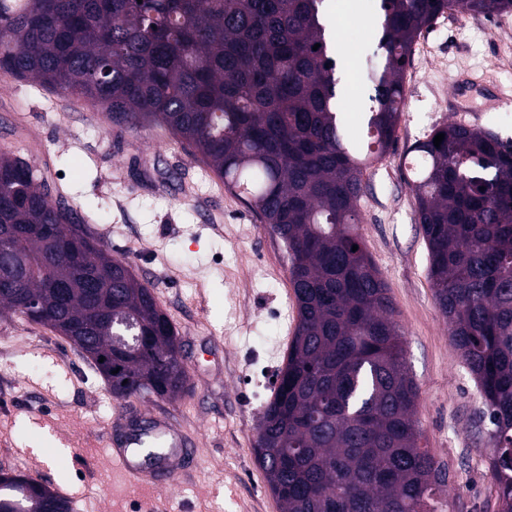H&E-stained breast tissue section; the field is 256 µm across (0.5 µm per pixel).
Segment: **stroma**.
I'll list each match as a JSON object with an SVG mask.
<instances>
[{
  "mask_svg": "<svg viewBox=\"0 0 512 512\" xmlns=\"http://www.w3.org/2000/svg\"><path fill=\"white\" fill-rule=\"evenodd\" d=\"M332 55L360 74L377 48L378 0H346ZM512 12L438 17L405 73L397 140L367 170L360 202L366 251L388 285L404 361L419 387L416 420L446 479L440 512H501L491 424L475 380L435 302L428 253L406 178L409 150L437 125L465 122L512 142ZM484 79L455 112L454 82ZM362 78L341 109L358 127ZM71 94L0 77V150L26 159L112 256L145 278L178 331L190 393L143 400L177 409L196 445L187 473L154 491L119 484L105 431L118 412L103 380L65 338L0 312V469L67 490L77 512H280L255 460L263 406L294 335L287 260L258 214L225 188L185 141L155 126L112 123Z\"/></svg>",
  "mask_w": 512,
  "mask_h": 512,
  "instance_id": "stroma-1",
  "label": "stroma"
}]
</instances>
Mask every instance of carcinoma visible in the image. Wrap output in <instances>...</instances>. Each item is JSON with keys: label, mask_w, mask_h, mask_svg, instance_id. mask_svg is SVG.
I'll return each mask as SVG.
<instances>
[{"label": "carcinoma", "mask_w": 512, "mask_h": 512, "mask_svg": "<svg viewBox=\"0 0 512 512\" xmlns=\"http://www.w3.org/2000/svg\"><path fill=\"white\" fill-rule=\"evenodd\" d=\"M5 2L1 76L189 142L283 247L297 324L255 440L282 512H437L443 481L420 446L419 389L358 233L359 203L364 172L394 142L422 31L448 11L490 16L512 0H380L365 148L339 109L325 0H24L11 14ZM413 151L408 184L434 298L494 426L492 476L512 512V145L446 123ZM5 276L16 286L0 288V310L84 343L114 399L141 397L147 385L157 398L190 392L180 338L131 263L0 151ZM0 512L71 506L33 477L0 472Z\"/></svg>", "instance_id": "1"}]
</instances>
